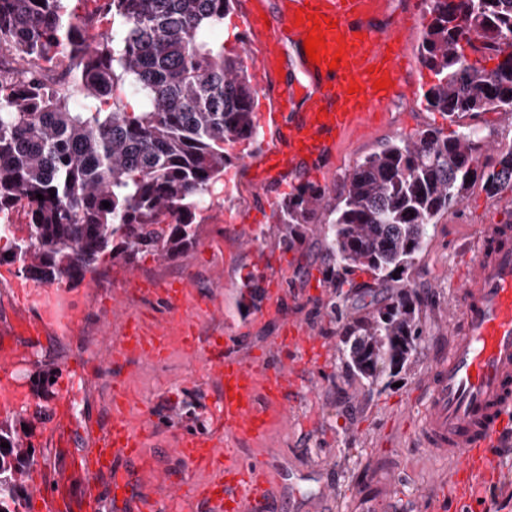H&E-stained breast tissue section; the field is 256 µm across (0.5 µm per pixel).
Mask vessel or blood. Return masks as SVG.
I'll list each match as a JSON object with an SVG mask.
<instances>
[{
  "instance_id": "vessel-or-blood-1",
  "label": "vessel or blood",
  "mask_w": 512,
  "mask_h": 512,
  "mask_svg": "<svg viewBox=\"0 0 512 512\" xmlns=\"http://www.w3.org/2000/svg\"><path fill=\"white\" fill-rule=\"evenodd\" d=\"M301 11L306 14L302 20L297 17ZM382 12L383 0H281L271 23H264L259 13H244L241 23L252 34L246 51L257 62L254 83L263 101L286 113L285 121L276 125V146L265 158L269 168L292 181L316 178L341 143L369 128L391 98L415 91V72L404 53L409 28L402 19L377 28ZM320 15L326 16V24L314 26L313 17ZM314 28L324 34L327 48L326 61L317 64L308 61L303 46ZM338 54L343 57L339 68L329 70L328 59ZM284 56L292 59L302 81L282 78L278 62ZM379 79L387 82L380 91L374 86ZM468 249L471 269L451 275L452 341L447 359L430 368L428 412L418 432L428 451L449 456L455 464L449 497L474 506L478 503L474 486L497 470L501 450L512 446V430L505 426L512 416V225H480ZM13 293L19 306L31 310L16 329L27 342H36L49 330L62 334L71 329V311L53 290L19 283ZM164 299L165 323L147 330L133 326L114 340L115 353L158 357L166 351L174 328L184 330L186 342L198 346V336L184 321V289H165ZM31 361L22 347L0 348L1 412L23 400L12 373L16 365ZM214 369L223 388L220 413L225 436L241 441L256 438L287 417L296 391L288 386L285 367L248 364L228 352ZM95 445L78 502L80 512H100L102 483L112 499L128 503L131 512H168L173 501L199 507L224 501L232 512H258L275 497L267 480L268 462L245 467L230 459L223 480L205 485L188 480L170 486L166 499L153 498L144 505L134 494L128 467L141 457L137 426L123 412H114ZM175 452L197 467L218 454L213 436L188 431L178 436ZM32 488L41 512H58L60 497L52 482L36 473Z\"/></svg>"
}]
</instances>
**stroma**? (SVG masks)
Returning a JSON list of instances; mask_svg holds the SVG:
<instances>
[{
  "label": "stroma",
  "mask_w": 512,
  "mask_h": 512,
  "mask_svg": "<svg viewBox=\"0 0 512 512\" xmlns=\"http://www.w3.org/2000/svg\"><path fill=\"white\" fill-rule=\"evenodd\" d=\"M443 123L423 96L395 98L370 130L343 145L315 184L331 190L388 141L410 139ZM480 124L486 142L483 156L496 162L500 150L512 146V112L486 113ZM228 176L231 191L214 196L211 207L198 212V241L177 258L145 255L126 266L107 259L88 282L61 283L77 325L69 333L44 336L32 351L34 365H20L15 378L27 388L30 400L44 406L77 387L82 396L71 442L62 448L43 433L41 418L24 413V420L35 426L31 443L36 462L50 472L55 485L66 488L70 503H77L83 479L74 458L91 447L120 406L142 423L144 452L152 459L151 469L137 478V490L162 497L171 482L193 475L201 481L223 477L220 469L192 473L173 451L182 431L210 434L218 426L219 395L209 352L180 346L152 360L112 354L122 317H135L148 327L163 321L166 306L159 289L180 283L192 298L186 320L198 336L231 332L237 356L247 362L267 356L294 366V359L281 350L285 328L292 322L324 347L287 417L238 449L245 458L271 457L274 481L285 488L266 512H310L328 487L333 490L328 512H399L404 506L412 512H435L431 490L448 483L454 467L428 454L415 430L425 409L422 384L430 364L448 353L453 323L448 270L463 263V243L477 225L500 218L512 221V191L491 196L482 185H474L463 203L431 226L408 277L417 296L423 340L400 386L393 387L369 384L347 367L343 355L356 320L369 312L360 289L373 286L371 272L346 271L329 263L322 224L304 225L301 242L284 249L287 228L279 224L278 211L296 184L258 189L239 160ZM274 280L283 290L282 312L276 316L263 311ZM91 352L96 355L94 376L74 379L71 363ZM157 472L162 481L154 480ZM478 495L485 500V512H512V457Z\"/></svg>",
  "instance_id": "obj_1"
}]
</instances>
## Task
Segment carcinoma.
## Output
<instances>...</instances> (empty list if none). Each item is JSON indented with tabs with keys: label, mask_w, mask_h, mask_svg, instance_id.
<instances>
[{
	"label": "carcinoma",
	"mask_w": 512,
	"mask_h": 512,
	"mask_svg": "<svg viewBox=\"0 0 512 512\" xmlns=\"http://www.w3.org/2000/svg\"><path fill=\"white\" fill-rule=\"evenodd\" d=\"M92 3L80 17L65 0H0V215L20 207L28 216L0 232V260L40 284L78 282L106 255H180L231 163L227 147L260 135L245 57L215 36L235 0ZM426 11L418 57L434 81L424 97L453 129L390 141L336 184L330 206L311 184L280 205L285 248L325 215L336 264L399 284L344 348L371 385L417 352L422 332L405 279L430 227L478 181L492 196L512 189V147L480 164L476 123L512 112V0H428ZM103 12L112 26L92 45L85 32ZM56 68L63 76L48 88ZM31 435L0 420V512L26 508Z\"/></svg>",
	"instance_id": "carcinoma-1"
}]
</instances>
